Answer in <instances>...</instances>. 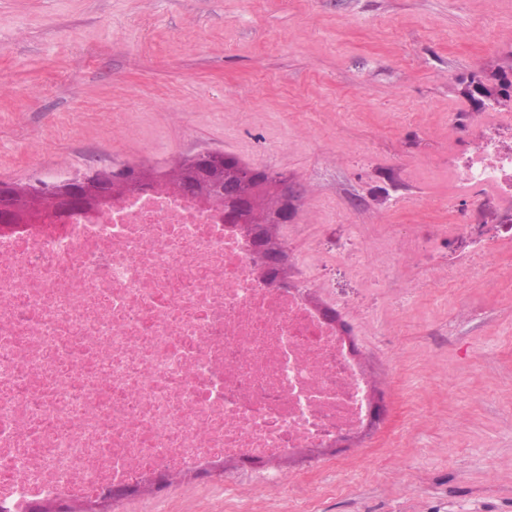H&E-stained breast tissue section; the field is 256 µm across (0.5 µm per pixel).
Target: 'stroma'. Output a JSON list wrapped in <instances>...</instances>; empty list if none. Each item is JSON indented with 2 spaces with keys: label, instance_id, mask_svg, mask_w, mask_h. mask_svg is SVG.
I'll list each match as a JSON object with an SVG mask.
<instances>
[{
  "label": "stroma",
  "instance_id": "stroma-1",
  "mask_svg": "<svg viewBox=\"0 0 512 512\" xmlns=\"http://www.w3.org/2000/svg\"><path fill=\"white\" fill-rule=\"evenodd\" d=\"M511 119L512 0H0V180L204 150L278 174L287 278L344 300L383 393L340 470L183 473L170 512H512V199L452 176Z\"/></svg>",
  "mask_w": 512,
  "mask_h": 512
}]
</instances>
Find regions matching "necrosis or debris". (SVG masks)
Instances as JSON below:
<instances>
[{"label":"necrosis or debris","instance_id":"obj_1","mask_svg":"<svg viewBox=\"0 0 512 512\" xmlns=\"http://www.w3.org/2000/svg\"><path fill=\"white\" fill-rule=\"evenodd\" d=\"M455 176L512 197V143L489 132ZM366 380L336 308L224 209L153 186L0 227L5 512L324 447L365 423Z\"/></svg>","mask_w":512,"mask_h":512}]
</instances>
